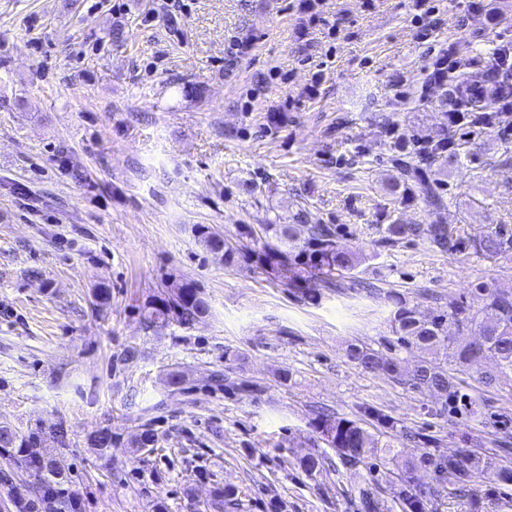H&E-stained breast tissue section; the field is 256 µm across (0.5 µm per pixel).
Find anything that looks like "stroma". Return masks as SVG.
Wrapping results in <instances>:
<instances>
[{
  "label": "stroma",
  "mask_w": 512,
  "mask_h": 512,
  "mask_svg": "<svg viewBox=\"0 0 512 512\" xmlns=\"http://www.w3.org/2000/svg\"><path fill=\"white\" fill-rule=\"evenodd\" d=\"M424 3L422 16L414 0H320L313 23L301 0H0V421L64 423L66 445L49 431L43 446L81 512H359L370 477L313 431L320 406L374 409L438 453L512 467L499 452L512 373L478 382L494 358L459 375L482 401L471 421L345 356L351 343L387 351L398 299L432 316L452 297L480 305L478 282L512 287V252L383 243L392 221H431L387 188L392 126L435 132L436 62L480 74L512 42V0L475 14ZM448 195L445 219L465 236L512 233V139L474 133ZM302 208L361 259L313 300L268 274L244 232ZM176 282L197 285L207 313L149 324L146 307ZM102 429L103 458L89 441ZM144 430L154 440L135 449ZM306 455L322 458L318 473L300 468ZM227 485L231 509L212 496ZM374 485L379 512H402L398 483Z\"/></svg>",
  "instance_id": "obj_1"
}]
</instances>
